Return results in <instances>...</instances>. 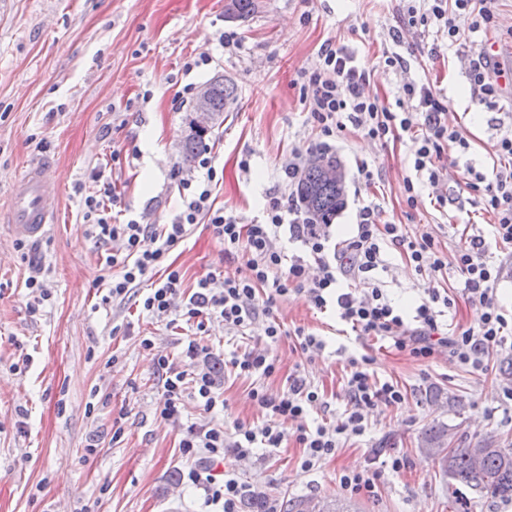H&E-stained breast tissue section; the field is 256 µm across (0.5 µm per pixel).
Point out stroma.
<instances>
[{"mask_svg":"<svg viewBox=\"0 0 512 512\" xmlns=\"http://www.w3.org/2000/svg\"><path fill=\"white\" fill-rule=\"evenodd\" d=\"M262 4L242 23L225 21L224 0H0V512H209L203 488L184 478V430L195 422L230 428L266 419L249 397L251 380L230 374L218 357L211 366L223 385L224 412L205 415L189 400L179 423L161 421V385L140 341L153 338L177 361L182 336L165 321L140 316L133 301L102 303L96 289L102 250L83 218L84 199L108 182L128 216L146 212L152 223H170L182 207L179 178L196 172L181 154L196 117V87L224 76L238 87L209 143L218 177L214 207L259 221L266 192H293L284 167L296 148L318 140L300 99V73L317 64L330 40L366 64L367 91L386 106H394L404 83L433 85L447 102L449 128L469 143L450 145L447 184L436 192L419 185L411 206L403 191L413 173L408 140L383 146L353 132L330 140L346 170V205L330 228L333 241L353 234L359 206L370 201L382 220L404 225L411 237L432 234L448 256L464 244L468 222L492 223L472 206L468 184L478 173L493 179L494 146L512 133V0H497V26L486 35L499 47L502 70L493 106L474 93L463 66L471 42L452 45L432 30L394 45L400 0ZM225 32L237 35L238 49L220 46ZM394 50L406 70L385 66V52ZM204 52L212 63L185 71ZM188 84L193 92H185ZM44 157L54 161L59 181L58 221L42 237L21 239L7 222L11 189ZM364 161L380 172L369 187L358 180ZM439 194L446 205L436 204ZM387 259L380 286L412 313L428 280L396 251ZM169 260L181 272L184 294L208 273L236 269L203 222L190 227ZM32 276L45 280L47 300L36 301L27 288ZM276 307L284 329L303 326L327 342L302 365L324 391L329 416L344 410L341 347L373 356L375 374L398 381L406 396L377 409L366 433L317 470H300L290 434L281 447L258 451L239 466L251 496L279 505L315 495L354 502L361 512H451L448 477L422 452V432L445 424L512 445V407L501 401L502 386L512 382V349L491 354L487 374L478 375L444 355L417 360L371 339L337 335L334 314L314 310L305 294L290 293ZM265 327V319L256 320L238 345L276 358L278 372L260 382L275 396L299 354L286 336L266 345ZM392 455L407 465L382 472L376 494L340 488L337 471Z\"/></svg>","mask_w":512,"mask_h":512,"instance_id":"stroma-1","label":"stroma"}]
</instances>
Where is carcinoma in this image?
Masks as SVG:
<instances>
[{"label": "carcinoma", "mask_w": 512, "mask_h": 512, "mask_svg": "<svg viewBox=\"0 0 512 512\" xmlns=\"http://www.w3.org/2000/svg\"><path fill=\"white\" fill-rule=\"evenodd\" d=\"M229 7L241 20L254 16L260 0H229ZM237 98L236 84L224 78L211 81L210 107L216 124L223 123L224 113ZM206 129H196L182 145V158L192 162L205 147ZM294 194L303 209L316 224H330L345 205V192L327 183L321 171L306 166L298 177ZM421 448L437 459L448 474L450 488L457 492L452 501L455 512H470V499L459 493L467 488L481 495L512 502V448H502L492 438L467 443L464 448L453 447L452 438L445 429H426L422 433ZM319 512H350L348 505L338 501L317 498L283 502V512H307L310 504Z\"/></svg>", "instance_id": "obj_1"}]
</instances>
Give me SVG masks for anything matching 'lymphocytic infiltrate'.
I'll return each instance as SVG.
<instances>
[{"instance_id": "obj_1", "label": "lymphocytic infiltrate", "mask_w": 512, "mask_h": 512, "mask_svg": "<svg viewBox=\"0 0 512 512\" xmlns=\"http://www.w3.org/2000/svg\"><path fill=\"white\" fill-rule=\"evenodd\" d=\"M495 2L404 0L391 39L402 42L405 28L418 26L446 30L452 42L459 41L466 32L488 31L495 23ZM319 57V67L302 71L300 95L320 137H335L349 126L383 144L409 134L415 176L404 182L407 202L415 200L417 181L432 186L442 181L446 145H461L465 139L449 129L445 120L447 106L440 94L431 86L407 83L395 107L390 108L367 94L371 72L353 54L328 41L320 46ZM467 60L470 82L481 100L497 102V63L478 49L471 50ZM495 154L505 160V167L497 170L489 183L482 175H475L470 188L477 194L478 205L495 217V241L511 244L512 135L500 139ZM197 169L198 177L179 183L181 212L162 226L119 218L97 197L84 200L85 216L92 221L90 233L96 241L103 246L116 241L121 244L120 249L105 256L106 267L114 271L108 284L109 298L122 299L132 290L143 289L139 306L149 317L170 312L181 273L165 267L164 262L182 241L188 226L199 218H207L214 237L223 244L225 261L245 267L241 274L206 275L183 301L179 318L189 333L183 341L182 364H175L162 353L155 356L161 380V420L179 423L183 401L188 397L205 414L221 412L226 406L210 366L213 349L199 339L207 321H222L242 335L262 317L267 322L268 343H277L283 330L274 306L278 298L291 292L305 293L317 310H334L343 330L385 341L395 351L416 359L445 354L471 372L483 373L488 369L490 352L512 348V336L507 333L512 314L498 301L500 268L486 255L488 246L481 229H474L449 260L430 234L413 238L402 225L381 223L378 206L370 202L358 211L355 235L335 246L328 225L309 223L292 195L282 191L269 195L262 221L254 224L243 223L233 212L213 207L210 184L216 170L209 152L199 155ZM285 238L299 243V250L286 251L281 245ZM388 245L404 256L416 272L433 274L454 268L468 303L479 311L477 321L445 323L454 301L433 285L428 286L425 299L412 317L404 318L391 305L377 279L378 272L387 267L384 248ZM160 266L166 269V279L151 284L152 273ZM373 362L367 354L348 356L342 388L346 406L341 419L307 422L309 410L322 404L323 396L296 368L289 373L281 396H269L258 387L251 389V399L268 416L266 422L254 426L238 423L229 431L218 425L191 424L179 442L183 455L199 462L189 471V481L204 486L209 504L219 512H239L248 493L246 484L235 470L228 469L220 475L215 473V466L222 464L228 454L242 461L257 449L280 447L283 426L288 422L295 423V441L303 450L300 469H317L322 461L335 456L343 440L365 433L370 412L404 401L405 394L397 383L375 376Z\"/></svg>"}]
</instances>
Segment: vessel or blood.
Here are the masks:
<instances>
[{"instance_id":"1","label":"vessel or blood","mask_w":512,"mask_h":512,"mask_svg":"<svg viewBox=\"0 0 512 512\" xmlns=\"http://www.w3.org/2000/svg\"><path fill=\"white\" fill-rule=\"evenodd\" d=\"M54 174V165L44 161L32 165L14 184L10 222L16 235L36 236L55 223L58 183Z\"/></svg>"}]
</instances>
